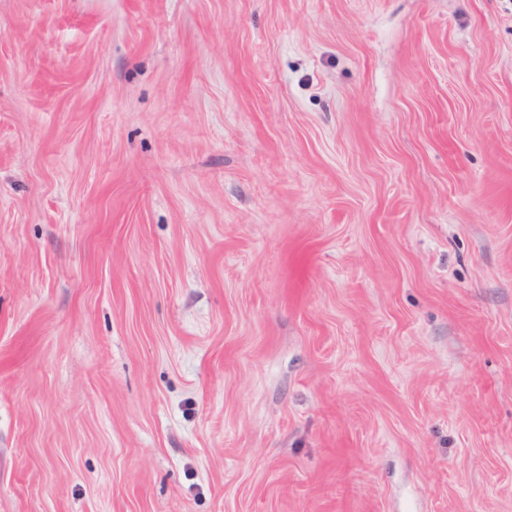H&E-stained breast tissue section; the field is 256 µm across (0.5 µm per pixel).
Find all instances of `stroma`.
Here are the masks:
<instances>
[{
  "label": "stroma",
  "instance_id": "35a3bbf8",
  "mask_svg": "<svg viewBox=\"0 0 512 512\" xmlns=\"http://www.w3.org/2000/svg\"><path fill=\"white\" fill-rule=\"evenodd\" d=\"M0 512H512V0H0Z\"/></svg>",
  "mask_w": 512,
  "mask_h": 512
}]
</instances>
